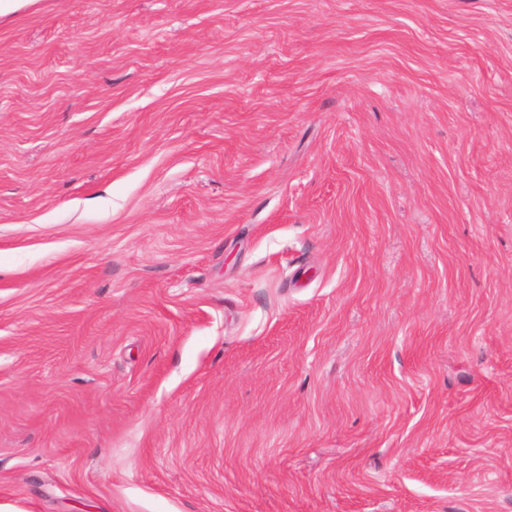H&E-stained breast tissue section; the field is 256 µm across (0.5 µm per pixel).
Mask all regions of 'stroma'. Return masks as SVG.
<instances>
[{"instance_id": "stroma-1", "label": "stroma", "mask_w": 512, "mask_h": 512, "mask_svg": "<svg viewBox=\"0 0 512 512\" xmlns=\"http://www.w3.org/2000/svg\"><path fill=\"white\" fill-rule=\"evenodd\" d=\"M0 512H512V0L0 16Z\"/></svg>"}]
</instances>
